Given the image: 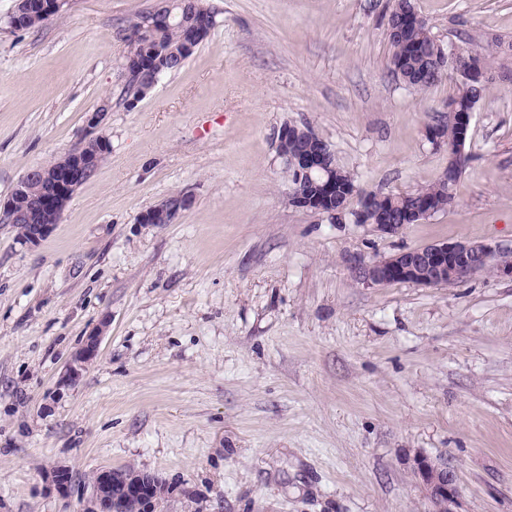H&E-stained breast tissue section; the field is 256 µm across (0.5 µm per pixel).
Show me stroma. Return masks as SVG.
<instances>
[{"instance_id": "obj_1", "label": "stroma", "mask_w": 512, "mask_h": 512, "mask_svg": "<svg viewBox=\"0 0 512 512\" xmlns=\"http://www.w3.org/2000/svg\"><path fill=\"white\" fill-rule=\"evenodd\" d=\"M159 0H66L35 30L0 0V201L99 129L110 151L38 244L0 224V512H81L55 482L128 465L164 512H428L415 453L457 512H512V278L370 285L361 265L439 241L512 248V0H413L489 85L455 205L399 233L293 206L277 135L309 127L357 187L433 184L421 93L390 72L392 0H206L216 25L136 106L127 26ZM173 224L139 216L180 193ZM100 354L69 387L74 353ZM101 332L88 336L85 343L70 359L62 381L63 387L71 386L79 381L84 371L91 365L99 355ZM411 475L425 494L429 512H435L434 505L442 500L447 503V512H457L458 487L448 462L423 453L416 454L412 460Z\"/></svg>"}]
</instances>
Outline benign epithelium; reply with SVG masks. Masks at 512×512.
I'll return each instance as SVG.
<instances>
[{"instance_id":"7a95c632","label":"benign epithelium","mask_w":512,"mask_h":512,"mask_svg":"<svg viewBox=\"0 0 512 512\" xmlns=\"http://www.w3.org/2000/svg\"><path fill=\"white\" fill-rule=\"evenodd\" d=\"M166 59L159 57L154 65L144 70L145 80L136 97L130 103L144 99L156 85ZM278 153L298 177H312L320 174L321 192L303 195L294 190L291 199L315 212L333 217L342 214L340 208L326 207L332 197L334 179L327 164L326 151L304 148L298 141L297 130L293 126L283 127L278 135ZM95 159L77 158L62 163L52 170L41 168L27 172L14 186L12 194L26 192L29 183L39 180L45 184L43 196L30 212H17L11 200L0 202V219L10 224L28 223L25 243L36 244L46 237L72 198L76 189L95 171ZM375 228L385 234H395L403 228L396 218L388 213H378ZM497 259V272L512 277V253L484 243L465 241H441L420 248L399 252L392 256L372 261L361 266L359 274L363 280L384 285L397 282H412L421 285H445L470 277L474 272ZM101 332L89 336L85 343L70 359L62 381V386H70L79 381L84 371L99 355ZM411 475L423 490L431 508L439 501L447 503V512H457L458 487L454 471L448 462L434 459L419 453L413 457ZM153 476L135 471L118 475L112 468L103 469L94 475L90 495L83 500V512H120L125 505H132L136 512H161L162 502L154 493Z\"/></svg>"}]
</instances>
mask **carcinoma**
Segmentation results:
<instances>
[{"mask_svg": "<svg viewBox=\"0 0 512 512\" xmlns=\"http://www.w3.org/2000/svg\"><path fill=\"white\" fill-rule=\"evenodd\" d=\"M412 0H393L388 19L387 34L392 47L390 60L393 76L406 86L417 91L425 92L458 69L473 64L480 65L478 54L467 53L455 61H449L443 56L444 47L431 35L429 25L424 18H416ZM151 12L138 14L129 22V31L144 34V42L154 49L157 54L177 50L187 38L188 31L175 17L167 24L150 27ZM486 83L470 84L459 81L457 94L448 102V120L442 122L445 126L448 148V173L441 176L432 185L415 191L379 196L371 192L361 193V210L365 219L362 223H374L376 214L389 207L400 213L413 209L417 202L423 201L433 212L445 211L456 203L454 187L465 171L469 157L456 149L457 141L462 131L456 112H471L481 98ZM83 156H95L103 161L110 151L107 140H91L78 146ZM336 198L333 207H348L352 198L351 189L355 181L351 173L342 166H336ZM41 185L38 181L29 184V191L22 196L12 197L13 204L18 209L30 207L40 197Z\"/></svg>", "mask_w": 512, "mask_h": 512, "instance_id": "carcinoma-1", "label": "carcinoma"}]
</instances>
